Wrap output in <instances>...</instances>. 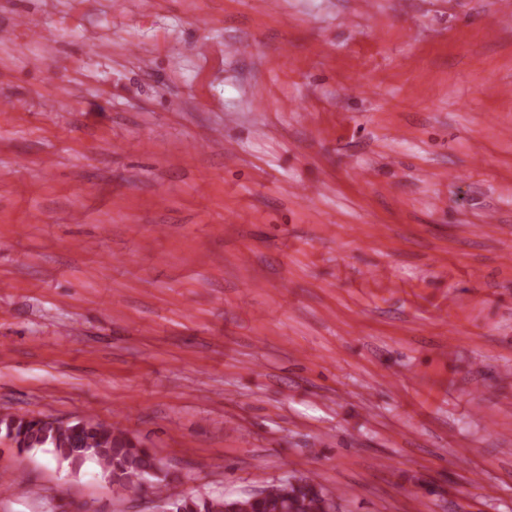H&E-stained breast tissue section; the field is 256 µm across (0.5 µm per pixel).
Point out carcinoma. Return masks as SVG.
<instances>
[{"label":"carcinoma","instance_id":"cac0c4a2","mask_svg":"<svg viewBox=\"0 0 512 512\" xmlns=\"http://www.w3.org/2000/svg\"><path fill=\"white\" fill-rule=\"evenodd\" d=\"M0 428L5 429V435L22 452L45 448L74 469L88 460L97 462L119 497L140 495L143 478L156 466L149 449L125 429L114 433L112 425L106 423H64L58 419L5 415L0 417ZM152 480L155 497L175 500L184 512H226L231 503L226 497L176 496L170 493L172 480L167 472L153 476ZM297 482L286 502L279 499L277 484L263 501H254L249 496L238 498L242 505L239 512H328L329 504L313 479L301 476Z\"/></svg>","mask_w":512,"mask_h":512}]
</instances>
